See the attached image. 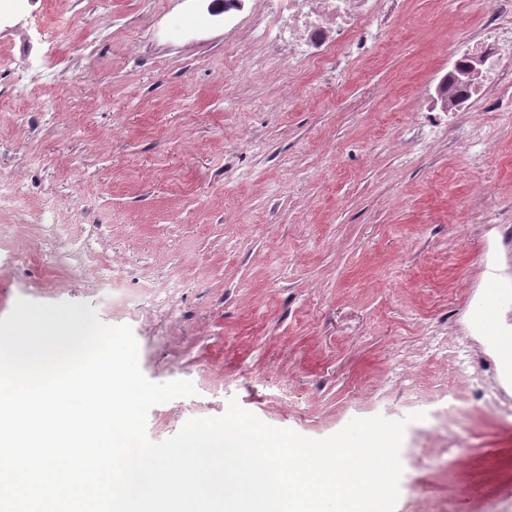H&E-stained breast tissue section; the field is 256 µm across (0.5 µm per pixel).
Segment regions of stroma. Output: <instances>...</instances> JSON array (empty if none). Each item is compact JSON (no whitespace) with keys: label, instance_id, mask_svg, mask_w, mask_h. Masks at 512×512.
<instances>
[{"label":"stroma","instance_id":"35a3bbf8","mask_svg":"<svg viewBox=\"0 0 512 512\" xmlns=\"http://www.w3.org/2000/svg\"><path fill=\"white\" fill-rule=\"evenodd\" d=\"M493 3L382 0L383 51L300 71L254 0L232 20L222 0H62L60 23L0 0V99L11 67L49 52L58 73L24 117L0 109V171L25 188L0 214V318L25 298L130 326L148 380L196 388L150 408L155 442L232 398L313 439L431 412L447 340L462 402L407 427L395 512H512V424L484 400L512 404V83L495 112L435 101ZM256 27L263 67L236 53ZM115 272L158 289L140 317L100 287ZM492 301L496 343L472 313Z\"/></svg>","mask_w":512,"mask_h":512}]
</instances>
